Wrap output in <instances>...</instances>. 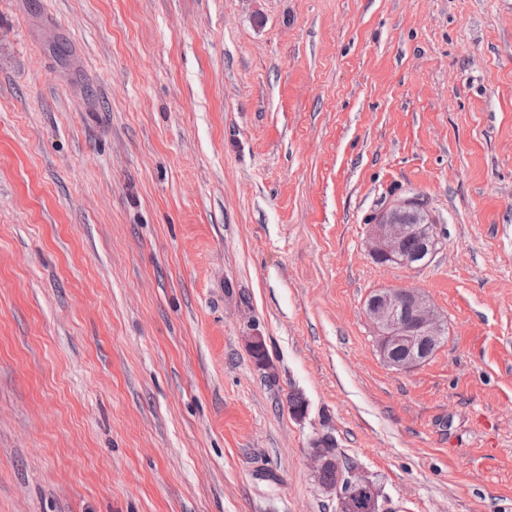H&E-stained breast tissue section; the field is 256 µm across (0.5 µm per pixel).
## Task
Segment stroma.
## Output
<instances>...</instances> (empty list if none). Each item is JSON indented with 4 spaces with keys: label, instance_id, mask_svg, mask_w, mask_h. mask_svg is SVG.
<instances>
[{
    "label": "stroma",
    "instance_id": "obj_1",
    "mask_svg": "<svg viewBox=\"0 0 512 512\" xmlns=\"http://www.w3.org/2000/svg\"><path fill=\"white\" fill-rule=\"evenodd\" d=\"M385 288L447 326L407 372ZM323 434L385 512H512V0H0V512H338ZM415 197L400 198L394 201L384 213L379 215L368 228V248L372 257L383 265L413 267L429 259L437 243L435 224H408L396 219V214L412 206ZM411 238V239H409ZM415 255H408L419 248ZM408 239V240H407ZM407 240V241H406ZM366 316L379 339L383 359L396 371H409L427 361L446 332L428 300L413 288H391L372 295ZM395 348L405 356L395 358Z\"/></svg>",
    "mask_w": 512,
    "mask_h": 512
}]
</instances>
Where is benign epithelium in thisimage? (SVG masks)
<instances>
[{
	"mask_svg": "<svg viewBox=\"0 0 512 512\" xmlns=\"http://www.w3.org/2000/svg\"><path fill=\"white\" fill-rule=\"evenodd\" d=\"M413 198L394 201L386 214L375 218L368 228V248L372 257L383 265L413 267L429 259L437 243L433 224H408L396 219L412 206ZM416 238L420 251L409 255L404 250L407 239ZM366 316L379 339V348L385 362L397 371H409L432 355L442 342L446 328L428 300L413 288H391L372 295L366 305ZM400 349L404 357L395 358L393 349ZM330 436L313 442L310 463L320 490L336 498L342 512H350L352 497L364 494L369 512H382L380 491L376 483L363 471L353 468L344 471L333 450L326 447ZM329 469L337 470L334 483L323 481Z\"/></svg>",
	"mask_w": 512,
	"mask_h": 512,
	"instance_id": "benign-epithelium-1",
	"label": "benign epithelium"
}]
</instances>
